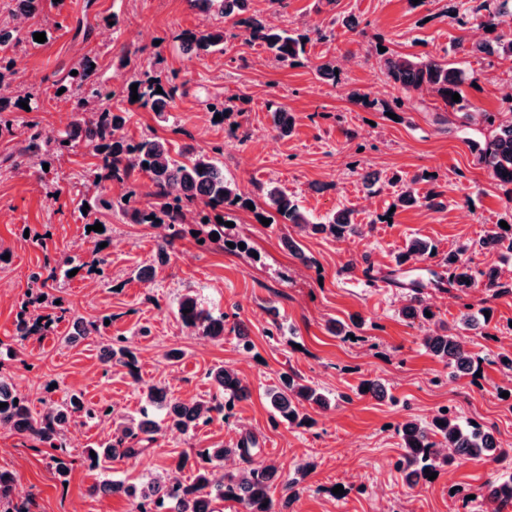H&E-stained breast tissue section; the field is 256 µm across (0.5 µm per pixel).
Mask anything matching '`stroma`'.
Returning <instances> with one entry per match:
<instances>
[{"label":"stroma","mask_w":512,"mask_h":512,"mask_svg":"<svg viewBox=\"0 0 512 512\" xmlns=\"http://www.w3.org/2000/svg\"><path fill=\"white\" fill-rule=\"evenodd\" d=\"M452 2L251 0V14L272 26L308 34L322 30L323 39H311L293 66L277 65L243 29L193 9L188 0H63L64 27L48 29L45 42L28 40L8 50L11 89L35 94L32 112H20V119L55 130L66 128L70 111L66 96L56 89L84 53L96 57L101 79L117 90L146 71L175 76L171 121L158 122L150 109L125 100L121 106L130 119L124 136L137 141L152 134L177 148L221 147L226 179L248 200L247 206L230 208L232 225L225 228L223 242L200 247L194 237L200 224L190 222L168 263L161 265L156 259L159 228L128 223L118 207L130 195L143 200L144 177L107 183L117 207L103 218L108 232L101 248L78 209L81 199L94 194L84 183L94 162L85 143L76 142L63 159L53 161L48 188L0 168V370L10 375L33 411L77 393L85 402L133 415L150 384L166 387L178 400L207 399L214 388L205 373L222 365L235 369L250 390L210 425L190 434H158L146 456L113 461L105 473L88 468L82 452L111 437V420L74 418L67 431L71 472L64 483L45 454L0 428V468L16 474L25 496L36 502L34 512H129L124 497L93 493V486L106 476L128 479L148 473L175 472L190 481L191 470L174 469L181 454L220 443L230 446L247 433L261 445L259 459L278 469L275 495H283L298 466L313 463L292 512H374L381 496L396 512H481L479 497L496 464L468 461L413 490L393 467L401 453L398 425L411 417L431 419L443 406L493 428L498 440L512 442V396L499 394L512 385L506 371L488 365L479 378H452L422 347V326L401 317L405 289L383 279L410 239L435 244L443 257L481 238L491 225L512 224V192L477 162L474 145L489 132L467 121L484 111H512V95L504 90L512 84V59L462 56L471 109L453 113L451 125L439 123L444 104L425 92L413 95L419 110L392 118L381 108L401 91L386 78L376 45L441 58L462 35L492 43L512 36V21L506 19L491 31L476 20L459 31L448 22ZM113 14L121 19L119 27L103 22ZM347 17L356 19V31L343 26ZM80 22L90 26L89 38L76 37ZM218 25L224 28L223 51L182 49L180 31ZM122 50L129 61L120 68L113 55ZM328 58L338 69L333 82L315 70ZM363 94L368 97L364 103L359 100ZM216 95L229 107L219 121L206 108L207 99ZM279 108L293 119L290 136H279L274 128ZM235 128L248 132V139L232 137ZM366 172L378 174L379 184L366 188L361 179ZM395 175L416 181L419 192H442L446 209L395 207ZM270 182L295 196L313 220L350 209L364 225V237L353 243L304 235L302 256L292 255L280 242L284 225L261 222V188ZM98 252L107 261L111 281H97L90 268ZM46 263L55 285L46 289L45 304L51 310L66 308L67 315L53 334L23 342L16 323L28 276ZM368 264L378 277L373 285L363 275ZM148 265L156 271L146 282L139 273ZM187 293L224 313L223 340L182 325L177 306ZM488 301L493 317L487 332L468 330L465 339L481 355L512 350V293ZM106 315L111 321L101 334L77 335V320L97 322ZM336 321L352 326L353 338L336 336ZM274 322L280 331L267 336ZM240 331L249 336L251 350L238 348ZM109 336L127 337L138 360L137 376L103 363L100 347ZM173 350L180 351V358L169 359ZM289 373L336 401L330 410L315 412L311 429L270 422L264 390ZM368 378L385 383V399L357 395V386ZM338 485L343 493H335Z\"/></svg>","instance_id":"stroma-1"}]
</instances>
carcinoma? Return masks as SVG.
<instances>
[{
  "instance_id": "1",
  "label": "carcinoma",
  "mask_w": 512,
  "mask_h": 512,
  "mask_svg": "<svg viewBox=\"0 0 512 512\" xmlns=\"http://www.w3.org/2000/svg\"><path fill=\"white\" fill-rule=\"evenodd\" d=\"M201 9L216 7L224 19H231L245 28L249 39L259 42L278 62L288 66L306 53L305 36L290 34L264 24L257 16L249 13L248 0H189ZM512 7V0H457V5L448 11L449 22L458 27L467 25L470 17L484 18L488 27L496 25V19ZM20 13L13 8L12 0L0 5V50L21 41V29L14 25ZM184 45L202 52L222 49L224 28L187 32L183 35ZM473 51L488 56L497 55L512 58V40L496 41V47L487 44L473 46ZM96 58L81 56L73 65L77 75H66L63 88L71 101V132L48 130L38 122L17 123L14 112L30 96L15 94L0 96V136H22L17 151L8 157L11 168L23 170L38 180H43V164L46 157L56 158L71 150L73 132H84L85 144L98 159V164L89 169L84 178L98 188L104 181L123 182L134 174L148 180L147 201L140 205L125 202L123 215L133 224H163L167 233L158 246L161 261L169 259V248L184 237L185 212L203 206L212 211L235 207L243 202L235 184L224 178V167L219 165L213 154L221 152L214 146L211 151L193 146L173 149L172 143L158 137H143L133 141L124 136H114V130L125 126L128 111L114 104L116 90L106 84L92 66ZM386 76L404 91L394 98L387 107L389 112H405L417 109L410 96L412 91H431L453 111L465 108L462 102L452 100V95H464L463 80L455 63L437 58H418L407 54L391 52L384 59ZM137 85L138 102L150 107L157 118L167 122L174 108L177 88L161 78L143 72L132 80ZM162 92H157V89ZM480 120L490 129V136L479 148V162L489 175L507 186L512 185V115L505 118L499 112H481ZM266 205L271 209V223L281 221L290 224L300 232L325 234L334 239L361 237L364 228L356 224L348 210H338L325 221L314 223L301 211L299 205L288 194L275 186L262 189ZM424 202L432 210L446 207L441 193L430 190L419 196L417 189L407 185L398 194L394 205L410 207ZM87 212L102 215L112 213L114 202L106 193H99L88 202ZM512 248V225L505 229L496 226L480 239L461 246L448 257L436 260L437 251L427 241L411 240L405 251L398 255L397 265L408 261L435 263L429 270V282L434 287H448L457 293L461 301L460 324L466 328L476 326L472 318L473 304L467 302L470 291L478 286L496 298L512 291V285L501 281L497 270L476 268L470 254L498 248L502 245ZM39 299L23 302L18 316L16 331L19 339L41 336L50 330L54 317L40 312ZM431 306L424 296L423 285L412 288V294L401 308L407 319H419L430 323L433 318L425 315ZM177 314L182 324L194 328L199 334L211 339L224 338V314L215 315L202 307L191 295L182 297ZM126 338L113 336L102 347L101 359L105 363L116 362L137 375L136 359L124 346ZM424 349L450 369V376L460 374L475 376L482 371L483 364L499 365L512 372V352L503 351L480 356L468 348L464 337L441 323L421 337ZM206 376L211 378L218 393L208 401L184 403L168 397L164 387L152 384L146 388L145 404L136 416L114 417L106 406L89 405L82 397L71 394L60 401H49L43 411L35 413L29 402L12 390L9 379L0 374V428H7L25 438L33 448L48 450L49 465L61 482H67L72 460L68 451L67 430L70 420L80 415L88 420L110 418L114 429L112 437L83 454L92 469L105 468V464L120 459H131L145 453V443L154 440V435L165 427L187 433L205 427L215 417L224 414V408L234 401L249 395V386L232 369L224 366L212 368ZM359 396L370 395L377 399L386 396L384 385L376 379H365L357 387ZM267 402L274 411L273 425L286 422L291 426L310 427L314 424L309 410H325L330 406L326 395L316 386L288 376L281 386L265 390ZM444 425H439V422ZM401 439L402 453L394 463L396 471L402 474L406 484L417 487L428 482L426 472H441L461 461H491L503 463L512 458L511 448L496 446L493 432L482 424L462 422L457 412L446 406L438 409L430 421L410 418L397 428ZM255 439L246 434L232 448L222 445L202 448L190 457H179L177 466L193 470V480L186 483L177 480L169 483L164 477L146 476L134 480L113 481L103 479L91 489V493L117 494L125 497L130 512H218L217 504L231 500L244 512H289L294 501L303 491L302 482L315 464L302 466L297 477L285 484L287 494L276 500L273 497V483L277 476L274 465L255 459ZM95 455H90V452ZM237 456L245 463L240 470L224 473L223 480L216 479V471L224 469V459ZM16 475L0 469V512H32L33 499L21 500L14 493ZM483 512H507L512 507V474L498 476L486 483L483 495Z\"/></svg>"
}]
</instances>
